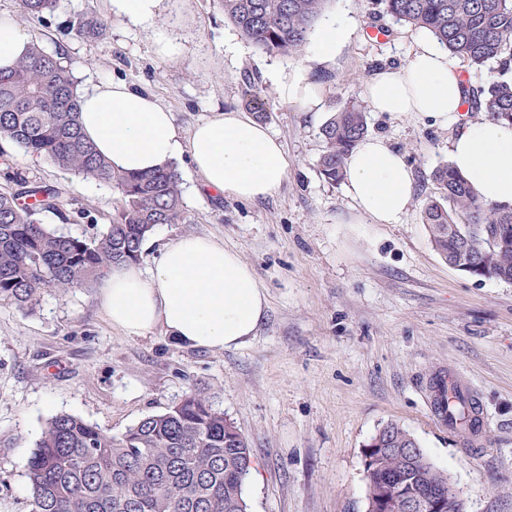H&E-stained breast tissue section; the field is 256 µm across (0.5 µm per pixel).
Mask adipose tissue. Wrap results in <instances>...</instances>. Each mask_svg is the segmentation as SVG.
Instances as JSON below:
<instances>
[{
	"label": "adipose tissue",
	"instance_id": "adipose-tissue-1",
	"mask_svg": "<svg viewBox=\"0 0 512 512\" xmlns=\"http://www.w3.org/2000/svg\"><path fill=\"white\" fill-rule=\"evenodd\" d=\"M162 0H106L110 15L151 29L159 57L180 46L157 28ZM31 44L25 28L0 14V69L9 70ZM459 64L432 37L413 41L406 64L375 72L365 86L374 111L395 119L416 116L455 128L451 164L470 191L512 209V124L472 120L462 112ZM281 98L319 111L322 91L298 67L279 80ZM82 133L120 173L150 172L188 158L201 188L221 197L265 200L279 195L288 161L269 127L243 112H218L182 136L172 112L151 94L122 81L102 80L80 93ZM345 188L358 213L373 224H395L413 199V173L404 156L378 137L362 139L349 154ZM102 316L128 335L162 329L186 347L224 350L249 344L268 310L252 267L223 241L183 235L167 244L150 268L113 265L96 282Z\"/></svg>",
	"mask_w": 512,
	"mask_h": 512
}]
</instances>
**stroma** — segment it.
I'll use <instances>...</instances> for the list:
<instances>
[{
    "mask_svg": "<svg viewBox=\"0 0 512 512\" xmlns=\"http://www.w3.org/2000/svg\"><path fill=\"white\" fill-rule=\"evenodd\" d=\"M375 0H328L323 19L351 29L335 57L273 56L245 41L214 0H164L158 22L181 46L159 58L150 30L109 15L105 0H60L39 18L16 0L0 11L47 52L61 54L78 86L121 80L173 113L181 135L216 112L246 111L249 84L262 87L271 131L288 158L280 194L239 200L195 193L187 160L175 161L184 219L162 224L142 245L150 265L188 233L214 236L255 271L268 310L251 344L214 351L181 346L162 330L122 334L102 316L95 286L50 289L35 309L0 302V512H28L27 460L46 423L69 414L121 436L141 419L205 395L248 438V512H366L362 449L387 422L414 436L459 488L466 512H512V281L448 266L421 212L435 192L433 169L448 162L451 130L414 117L368 112L369 133L412 168L413 200L396 224L365 225L344 184L318 173L320 129L332 112L364 101L379 69L405 64L419 31L392 25L382 41L366 30ZM105 21L94 39L81 19ZM306 66L323 92L321 115L285 103L274 80ZM58 186L86 210L49 229L89 236L107 223L118 192L61 170L16 145L0 147V190L15 173ZM467 379L480 397L482 449L468 452L434 412L436 375Z\"/></svg>",
    "mask_w": 512,
    "mask_h": 512,
    "instance_id": "obj_1",
    "label": "stroma"
}]
</instances>
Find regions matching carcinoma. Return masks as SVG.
<instances>
[{
	"label": "carcinoma",
	"mask_w": 512,
	"mask_h": 512,
	"mask_svg": "<svg viewBox=\"0 0 512 512\" xmlns=\"http://www.w3.org/2000/svg\"><path fill=\"white\" fill-rule=\"evenodd\" d=\"M22 14L40 17L58 0H17ZM241 36L269 55H292L306 46L329 0H214ZM372 26L382 20L429 32L451 57L486 69L491 81L472 95L470 111L512 122V0H376ZM75 33L99 36L105 23L79 20ZM76 81L61 58L38 43L12 70H0V139L56 167L110 185L119 197L103 231L92 237L57 233L42 216L70 219L61 192L14 177L18 189L0 192V301L32 309L48 288L64 292L89 285L112 265L137 262L143 241L161 224H179L183 204L179 177L168 166L147 173L112 170L82 134ZM366 107L350 101L321 128L322 178L344 179L345 159L367 135ZM436 192L422 209L434 251L450 266L512 281V210L475 198L451 164L431 173ZM435 410L456 420L443 396L445 377L433 378ZM224 413L197 392L167 411L147 416L119 437L66 414L51 418L27 462L29 512H247L243 496L251 451L241 432L224 431ZM378 432L390 450L363 469L368 506L378 503L385 480L411 493L448 489V474L417 448L400 424Z\"/></svg>",
	"instance_id": "carcinoma-1"
}]
</instances>
